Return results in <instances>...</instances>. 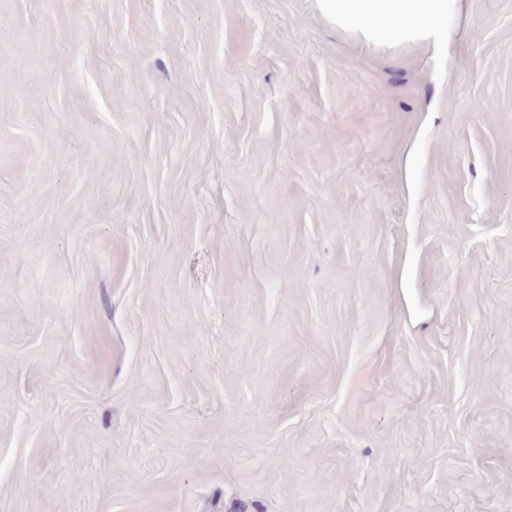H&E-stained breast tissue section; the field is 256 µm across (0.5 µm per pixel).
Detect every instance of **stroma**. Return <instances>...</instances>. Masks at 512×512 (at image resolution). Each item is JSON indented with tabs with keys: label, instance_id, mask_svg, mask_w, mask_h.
<instances>
[{
	"label": "stroma",
	"instance_id": "obj_1",
	"mask_svg": "<svg viewBox=\"0 0 512 512\" xmlns=\"http://www.w3.org/2000/svg\"><path fill=\"white\" fill-rule=\"evenodd\" d=\"M0 0V512H512V0ZM457 0H317L320 13L366 43L388 45L428 40L435 20L451 12Z\"/></svg>",
	"mask_w": 512,
	"mask_h": 512
}]
</instances>
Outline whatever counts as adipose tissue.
<instances>
[{
  "label": "adipose tissue",
  "mask_w": 512,
  "mask_h": 512,
  "mask_svg": "<svg viewBox=\"0 0 512 512\" xmlns=\"http://www.w3.org/2000/svg\"><path fill=\"white\" fill-rule=\"evenodd\" d=\"M455 5L456 0H317L327 20L376 45L430 39L435 20Z\"/></svg>",
  "instance_id": "obj_1"
}]
</instances>
